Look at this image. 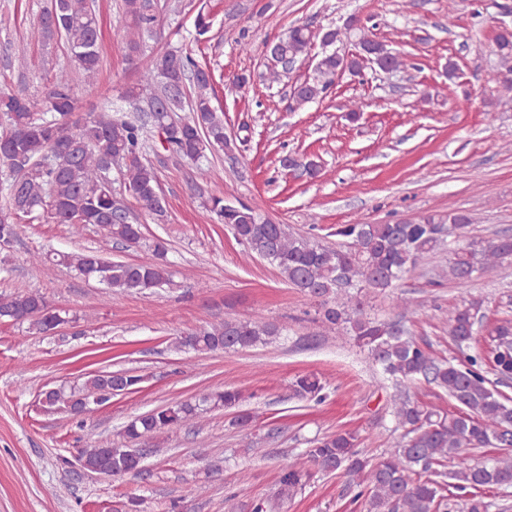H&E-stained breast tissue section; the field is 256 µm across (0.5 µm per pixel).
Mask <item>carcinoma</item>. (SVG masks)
<instances>
[{
    "label": "carcinoma",
    "mask_w": 512,
    "mask_h": 512,
    "mask_svg": "<svg viewBox=\"0 0 512 512\" xmlns=\"http://www.w3.org/2000/svg\"><path fill=\"white\" fill-rule=\"evenodd\" d=\"M123 12L131 23L127 49L131 62L142 69L137 83L125 96L143 103L157 104L151 129L165 131L167 150L182 159L196 161L211 150L231 149L224 131V115L213 105L214 76L190 54L166 53L147 57L139 39L143 26L158 24L147 0H123ZM46 37L63 39L75 67L93 83L101 66L99 18L92 0H52L39 18ZM314 35L308 25L295 26L280 39L282 56L295 62L308 56ZM360 49L370 53L379 68L401 65L399 57L372 39H359ZM502 61L498 84L512 93V29L503 28L496 37ZM362 64L357 56L336 52L321 56L313 77L294 86L292 108L327 96L341 71L357 74ZM166 84H161L160 77ZM77 101L70 75L61 68L51 88L40 99L16 94H0V112L10 128L0 133V154L13 152L20 160L11 170L6 185L9 210L25 205L32 209L31 220L46 219L68 224L76 231L97 224L116 244L139 242L141 227L128 220L124 200L112 193L104 179L105 163L112 160L119 170L125 191L147 214L164 213L157 170L144 157L145 126L110 112L73 118ZM66 129L78 148L66 164L57 168L45 163L53 147V130ZM210 212L227 226L234 238L275 267L288 285L315 299L320 307L323 332L345 329L366 349L374 363L396 385L390 399V413L399 438L377 461L368 460L358 437L338 430L310 441L306 459L324 473L341 474L357 489L354 501L361 512H489L485 492L512 487V456H486L481 448H512V397L498 386L512 381V315H504L484 327L492 346L487 356L476 335L483 300L464 299L448 312L450 335L463 354L452 362L432 354L429 345L417 340L400 320H378L368 316L354 291L373 288L385 291L425 258L448 250V266L439 273L460 285L473 275L498 270L512 259V236L490 240L467 238L472 218L450 210L443 216H426L417 221L388 224H345L336 229L341 241L324 245L293 232L288 225L262 217L252 207L224 204V197H210ZM20 235L19 223L0 216V248L11 245ZM168 246L157 237L153 243L156 260L134 263L113 261L97 250L37 252L33 260L76 271L87 280H97L114 296L143 294L170 284L164 258ZM18 317L29 329L47 335L63 323L47 309L38 292L0 294V319ZM281 335V328L262 316L248 320L226 318L219 324L181 336L178 349L198 352L238 351L266 345ZM495 376L490 380L487 374ZM144 381L128 371H97L79 387L54 388L44 393L47 412L71 411L78 406L102 404ZM424 382L448 395L455 405L444 410L412 398L411 386ZM324 385L314 375H305L293 384L301 399L320 401ZM240 401L234 389L206 392L195 400L161 406L132 419L123 430L127 441L138 443L164 429L190 423L208 411L230 408ZM138 448H84L79 461L93 472L110 471L117 476L139 465ZM309 472L296 459L282 462L278 484L279 501L292 500L302 489ZM453 488L464 496L451 499L445 492Z\"/></svg>",
    "instance_id": "obj_1"
}]
</instances>
